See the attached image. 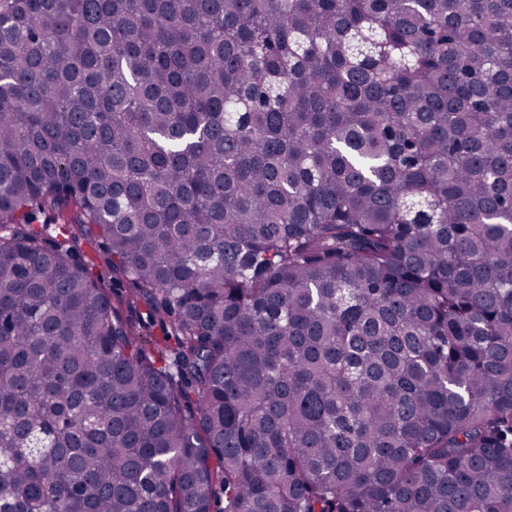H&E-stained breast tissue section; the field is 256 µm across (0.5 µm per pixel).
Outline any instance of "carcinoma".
<instances>
[{
    "mask_svg": "<svg viewBox=\"0 0 512 512\" xmlns=\"http://www.w3.org/2000/svg\"><path fill=\"white\" fill-rule=\"evenodd\" d=\"M0 512H512V0H0Z\"/></svg>",
    "mask_w": 512,
    "mask_h": 512,
    "instance_id": "cac0c4a2",
    "label": "carcinoma"
}]
</instances>
